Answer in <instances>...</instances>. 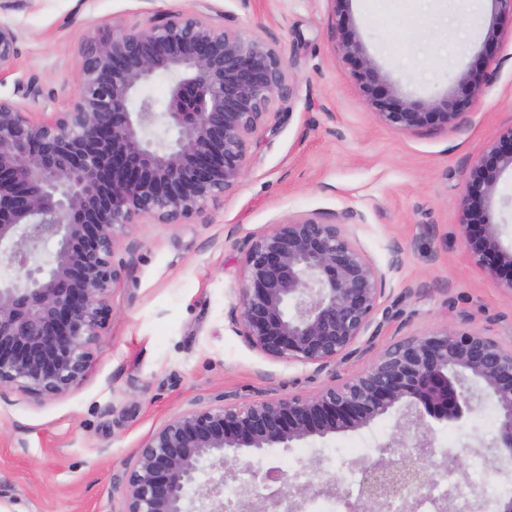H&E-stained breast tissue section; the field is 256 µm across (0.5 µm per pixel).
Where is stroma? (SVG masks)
I'll list each match as a JSON object with an SVG mask.
<instances>
[{
    "label": "stroma",
    "mask_w": 512,
    "mask_h": 512,
    "mask_svg": "<svg viewBox=\"0 0 512 512\" xmlns=\"http://www.w3.org/2000/svg\"><path fill=\"white\" fill-rule=\"evenodd\" d=\"M157 10L268 39L285 57L290 92L275 97L273 129L251 147L249 171L223 205L182 224L142 221L121 241L125 276L81 384L43 401L6 390L0 512H110L140 443L197 402L312 395L449 321L512 344V295L472 262L458 227L475 160L512 125V21L493 0H350V26L389 93L434 103L459 91L461 74L487 71L472 108L447 126L400 132L378 119L338 49L331 0H35L0 11L20 50L0 73V97L29 112L64 111L87 38ZM492 27L500 37L489 51ZM31 83L38 95L27 94ZM346 209L360 215L347 238L387 274L382 327L332 374L263 356L229 321L248 242L283 218L329 220ZM394 243L404 263L392 272ZM400 419L395 411L359 431L273 448L261 465L293 475L316 464L333 476L377 458ZM496 434L487 411L434 427L435 447L460 453L455 478L471 490L469 512H499L512 497V471L491 466Z\"/></svg>",
    "instance_id": "1"
}]
</instances>
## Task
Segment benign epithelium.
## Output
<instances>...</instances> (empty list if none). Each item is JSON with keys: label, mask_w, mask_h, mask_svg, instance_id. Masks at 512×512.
Instances as JSON below:
<instances>
[{"label": "benign epithelium", "mask_w": 512, "mask_h": 512, "mask_svg": "<svg viewBox=\"0 0 512 512\" xmlns=\"http://www.w3.org/2000/svg\"><path fill=\"white\" fill-rule=\"evenodd\" d=\"M339 50L376 115L396 131L446 126L469 109L485 84L471 70L461 93L425 104L384 95L383 76L346 28ZM19 56L14 30L0 23V69ZM158 75L170 90L164 111L139 95ZM289 93L281 52L257 35L215 26L197 14L156 13L143 25L90 37L78 87L62 112H27L0 97V390L39 400L61 396L84 379L113 313L125 273L120 240L145 219L181 224L234 193L249 150ZM512 170V125L472 167L460 202V232L471 259L512 294V249L502 247L489 205L500 174ZM352 210L290 217L252 240L232 325L273 360L325 370L358 352L375 323L386 274L344 233ZM490 408L497 424L496 470L512 467V346L448 323L390 344L360 373L310 396L188 408L142 441L123 481L117 512H224V471L245 467L271 448L357 431L396 409V449L362 464L360 494L340 479L312 473L280 483L262 504L240 485L233 512H301L324 493L345 512H407L424 504L457 512L460 483L434 461L430 418L460 422Z\"/></svg>", "instance_id": "1"}]
</instances>
